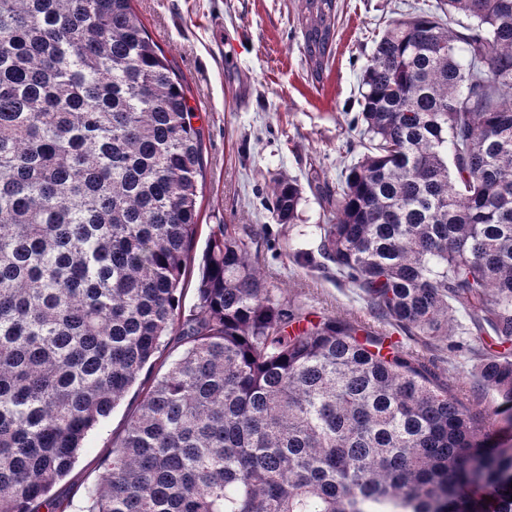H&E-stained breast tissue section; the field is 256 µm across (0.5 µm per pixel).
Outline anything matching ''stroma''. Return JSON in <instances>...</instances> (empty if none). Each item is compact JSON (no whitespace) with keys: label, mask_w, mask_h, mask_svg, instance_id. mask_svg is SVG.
Segmentation results:
<instances>
[{"label":"stroma","mask_w":512,"mask_h":512,"mask_svg":"<svg viewBox=\"0 0 512 512\" xmlns=\"http://www.w3.org/2000/svg\"><path fill=\"white\" fill-rule=\"evenodd\" d=\"M436 0H337L333 52L315 70L303 50V0H134L152 40L182 77L203 131L198 178V234L185 275L184 311L197 303L199 267L218 225L248 228L253 261L278 295L310 319L339 316L367 323L404 352L432 362L443 381L467 394L479 423L497 406L493 392L471 394L482 340L469 337L471 353L427 346L374 316L356 289L336 280L335 266L304 267L300 252H316L319 226L332 223L342 170L359 158L362 74L374 40L387 25L429 9ZM282 178L296 179L302 195L290 224L276 223L268 205ZM141 400L130 390L86 436L70 472L51 489L68 512H87L90 491L108 474L112 442L124 433Z\"/></svg>","instance_id":"obj_1"}]
</instances>
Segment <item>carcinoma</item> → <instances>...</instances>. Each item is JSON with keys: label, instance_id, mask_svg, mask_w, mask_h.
Wrapping results in <instances>:
<instances>
[{"label": "carcinoma", "instance_id": "cac0c4a2", "mask_svg": "<svg viewBox=\"0 0 512 512\" xmlns=\"http://www.w3.org/2000/svg\"><path fill=\"white\" fill-rule=\"evenodd\" d=\"M132 2L0 0V512H65L51 487L172 335L89 512H512V455L448 384L364 326L303 316L236 226L209 237L182 316L202 133ZM306 9L320 67L336 0ZM359 105L367 142L321 256L413 336L511 341L512 0L393 22ZM300 199L276 183L277 223ZM479 359L511 418L512 355Z\"/></svg>", "mask_w": 512, "mask_h": 512}]
</instances>
